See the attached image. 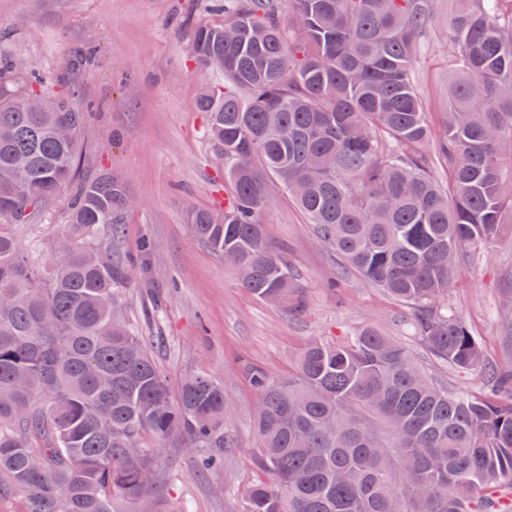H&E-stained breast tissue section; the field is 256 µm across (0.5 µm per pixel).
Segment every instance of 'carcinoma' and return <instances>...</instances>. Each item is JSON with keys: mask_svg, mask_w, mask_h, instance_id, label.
Instances as JSON below:
<instances>
[{"mask_svg": "<svg viewBox=\"0 0 512 512\" xmlns=\"http://www.w3.org/2000/svg\"><path fill=\"white\" fill-rule=\"evenodd\" d=\"M455 73L440 151L411 76L428 0H222L193 24L199 68L224 76L199 111L234 187L226 209L189 213L193 235L242 287L293 316L308 305L260 214L288 192L364 282L408 309L430 354L489 392L434 382L398 340L364 327L311 338L285 375L254 369L258 463L242 512H512V366L485 356L440 302L468 246L512 223V0H450ZM83 114L0 92V496L25 512H130L158 489L156 449L187 441L221 458L224 382L193 373L173 398L124 322L131 269L99 246L133 200L103 173L75 182ZM71 191L53 265L20 252L14 226Z\"/></svg>", "mask_w": 512, "mask_h": 512, "instance_id": "1", "label": "carcinoma"}]
</instances>
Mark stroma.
Segmentation results:
<instances>
[{
	"instance_id": "1",
	"label": "stroma",
	"mask_w": 512,
	"mask_h": 512,
	"mask_svg": "<svg viewBox=\"0 0 512 512\" xmlns=\"http://www.w3.org/2000/svg\"><path fill=\"white\" fill-rule=\"evenodd\" d=\"M207 0H0V58L24 69L0 76V85L37 88L83 113L78 132L77 180L107 173L135 204L115 236H103L113 255L134 261L118 290L126 322L141 337L171 390L183 377L204 372L222 379L233 403L224 458L199 471L191 448H163V494L147 491L135 512H242L243 495L271 473L257 461L251 417L256 395L249 370L259 365L286 374L291 356L312 337L333 339L362 327L401 337L418 356L408 311L381 288L348 274L341 297L325 287L337 268L335 252L288 194L261 213L273 246L294 267L309 306L298 317L256 300L221 255L197 240L188 223L193 209L229 199L224 163L197 109L205 85L220 75L201 72L193 57L190 25ZM433 19L418 41L414 80L434 139L443 136L448 109V0H430ZM68 195L45 202L15 228L19 247L48 266L67 220ZM512 226L487 248L470 249L448 288L449 311L461 316L490 359L512 364L504 330L505 294L512 290Z\"/></svg>"
}]
</instances>
